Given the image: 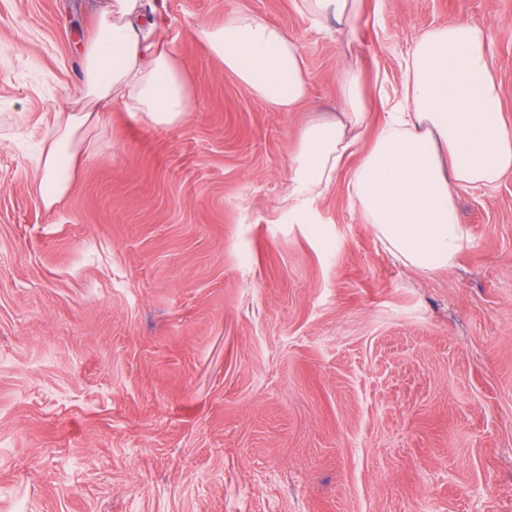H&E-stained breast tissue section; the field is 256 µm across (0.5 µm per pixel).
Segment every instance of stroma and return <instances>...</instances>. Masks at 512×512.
<instances>
[{"label": "stroma", "mask_w": 512, "mask_h": 512, "mask_svg": "<svg viewBox=\"0 0 512 512\" xmlns=\"http://www.w3.org/2000/svg\"><path fill=\"white\" fill-rule=\"evenodd\" d=\"M151 2L194 109L113 106L48 208L36 146L102 0H0V512H512V173L459 190L468 240L432 271L382 246L347 174L306 223L283 202L341 68L399 100L451 20L486 29L512 126V0H364L346 52L293 0ZM241 10L297 41V111L200 37Z\"/></svg>", "instance_id": "obj_1"}]
</instances>
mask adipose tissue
Listing matches in <instances>:
<instances>
[{"label": "adipose tissue", "instance_id": "obj_1", "mask_svg": "<svg viewBox=\"0 0 512 512\" xmlns=\"http://www.w3.org/2000/svg\"><path fill=\"white\" fill-rule=\"evenodd\" d=\"M315 25L335 21L337 41H357L364 0H294ZM143 0H106L81 49L82 95L60 112L38 165L45 207L69 191L85 137L113 104L173 127L193 109L175 48L156 38ZM202 37L211 55L254 98L292 112L310 85L297 43L263 15L238 11ZM400 100L387 104L373 140L360 146L368 93L360 69L341 77L343 120L325 119L303 132L288 185V216L301 220L315 200L349 171V189L365 223L410 266H450L466 232L455 204L461 188L496 187L512 172V129L494 113L498 86L486 52L485 29L454 20L424 31L404 60ZM355 167H348L350 158Z\"/></svg>", "mask_w": 512, "mask_h": 512}]
</instances>
